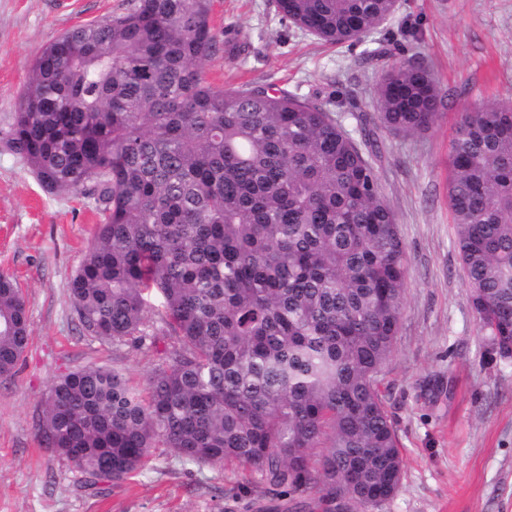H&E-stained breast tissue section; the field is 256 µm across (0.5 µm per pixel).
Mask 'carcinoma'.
<instances>
[{
    "label": "carcinoma",
    "mask_w": 512,
    "mask_h": 512,
    "mask_svg": "<svg viewBox=\"0 0 512 512\" xmlns=\"http://www.w3.org/2000/svg\"><path fill=\"white\" fill-rule=\"evenodd\" d=\"M396 0H276L296 28L352 43ZM210 0H131L53 38L18 95L4 150L51 194L99 217L68 288L79 323L154 351L144 388L91 366L50 384L41 444L122 481L161 444L184 463L256 473L285 512H369L401 487L381 386L403 314L396 215L364 149L320 104L282 89L216 90ZM378 121L417 135L442 99L431 71L385 67ZM448 199L470 301L512 360V101L460 113ZM157 298L159 304L151 302ZM30 342L0 272V377Z\"/></svg>",
    "instance_id": "1"
}]
</instances>
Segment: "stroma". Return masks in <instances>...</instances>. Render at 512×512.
I'll return each mask as SVG.
<instances>
[{
  "instance_id": "obj_1",
  "label": "stroma",
  "mask_w": 512,
  "mask_h": 512,
  "mask_svg": "<svg viewBox=\"0 0 512 512\" xmlns=\"http://www.w3.org/2000/svg\"><path fill=\"white\" fill-rule=\"evenodd\" d=\"M130 0H0V131L43 46L80 24L124 12ZM211 24L240 52L212 56L216 89L268 85L333 112L354 140L360 117L376 128L369 160L396 214L407 281L386 381L404 459L399 492L378 512H512V361L491 359L471 306L448 202V150L464 108L512 98V0H398L358 43L333 45L303 32L271 0H213ZM430 68L445 97L438 121L408 136L380 128L378 69ZM96 220L80 200L54 195L29 165L0 149V271L27 300L30 344L18 371L0 377V512H264L272 496L254 473L182 463L153 448L122 482L90 486L41 447L37 423L53 379L105 366L141 383L154 352L83 333L67 288Z\"/></svg>"
}]
</instances>
